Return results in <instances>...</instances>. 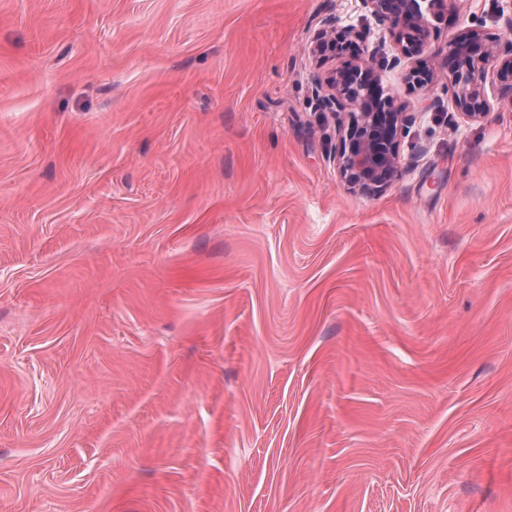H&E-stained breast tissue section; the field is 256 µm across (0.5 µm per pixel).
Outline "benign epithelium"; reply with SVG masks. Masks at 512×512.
I'll return each instance as SVG.
<instances>
[{
	"mask_svg": "<svg viewBox=\"0 0 512 512\" xmlns=\"http://www.w3.org/2000/svg\"><path fill=\"white\" fill-rule=\"evenodd\" d=\"M364 2L378 21L388 24L396 50L391 65L430 54L438 33L427 15L445 9L447 0ZM352 37V28L327 23L318 33L312 53L341 51ZM440 69L447 71L446 89L456 113L468 121H481L491 110L486 94L489 74L501 82V93L512 94V42L486 47L481 44L480 33L472 29L455 39L442 61L411 68L405 79L421 88L434 83ZM379 82L371 54L349 71L318 80V106L340 118L337 172L348 188L362 193L380 192L398 176L397 142L409 117L408 104H396L387 97L378 100L375 88Z\"/></svg>",
	"mask_w": 512,
	"mask_h": 512,
	"instance_id": "obj_1",
	"label": "benign epithelium"
}]
</instances>
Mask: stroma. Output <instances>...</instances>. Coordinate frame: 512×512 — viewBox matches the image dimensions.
I'll use <instances>...</instances> for the list:
<instances>
[{
    "label": "stroma",
    "instance_id": "stroma-1",
    "mask_svg": "<svg viewBox=\"0 0 512 512\" xmlns=\"http://www.w3.org/2000/svg\"><path fill=\"white\" fill-rule=\"evenodd\" d=\"M366 52L376 194L315 83ZM394 54L363 0H0V512H512V97ZM352 37H355L352 28H338L335 23H327L318 33L312 47V53L315 55H325L327 52L335 54L336 51L343 50V47ZM317 80L318 106L340 119L335 161L341 181L362 193L382 191L399 173L397 142L410 116L409 105L387 97L384 103L378 100L380 74L371 54L349 71Z\"/></svg>",
    "mask_w": 512,
    "mask_h": 512
}]
</instances>
